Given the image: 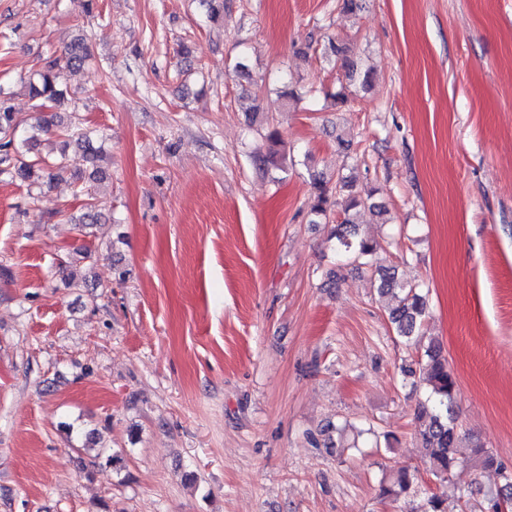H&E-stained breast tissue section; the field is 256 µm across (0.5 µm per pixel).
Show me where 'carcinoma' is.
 <instances>
[{
	"label": "carcinoma",
	"mask_w": 512,
	"mask_h": 512,
	"mask_svg": "<svg viewBox=\"0 0 512 512\" xmlns=\"http://www.w3.org/2000/svg\"><path fill=\"white\" fill-rule=\"evenodd\" d=\"M331 52L345 70L348 79H359L363 84L369 82L370 72H358L357 64L351 58L347 46L333 44ZM89 56L88 44L83 37L78 36L61 56L46 61L37 77L27 81L28 94L38 102L42 112V116L33 125L35 130L48 132L64 125L61 107L67 94L65 74L80 70ZM21 124L22 119L14 112L10 97L0 90V174H8L13 179L31 183L55 179L61 171L67 169L66 157H29L28 153L35 148L36 135L29 136L21 143L16 142L15 133ZM265 139L268 142L267 152L256 155V162L262 169H283L285 157L277 149L280 143L278 131L270 129ZM64 148L81 152L89 163V168L73 174L75 181L87 183L107 178L106 170L96 163L99 150L86 134H67ZM311 184V211L321 220L327 218L331 211L332 196L344 190L349 191L345 211L357 212L367 206L379 214L384 213L381 206L367 203L366 199L352 191L353 184L345 176H339L332 186L321 176L313 174ZM334 237L336 251L342 256L357 260L372 255L377 247L375 241L359 235L358 223L350 217L336 225ZM378 292L394 299V305L388 308V321L397 336L406 342L411 341L418 335L426 317L425 297L416 286L398 281L395 274L388 269L379 272ZM424 356L426 361L421 370L425 374L427 396L416 411L418 436L430 473L436 479L444 480L460 463L455 410L458 383L453 373L448 370V361L442 356L439 345L429 343L424 350ZM472 462L482 469L496 470L502 485L475 507H468L462 512H496L497 499L502 495H512V469L499 463L493 453L478 441L473 442ZM380 496L393 502L403 501L406 512H447L445 499L436 493L428 495L419 505H414L411 498L417 496L415 475L407 470L399 471L383 482Z\"/></svg>",
	"instance_id": "1"
}]
</instances>
